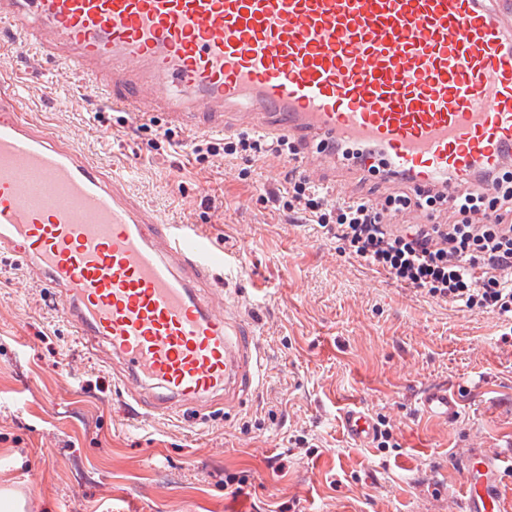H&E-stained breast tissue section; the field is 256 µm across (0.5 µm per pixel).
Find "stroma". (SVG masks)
Masks as SVG:
<instances>
[{
	"instance_id": "1",
	"label": "stroma",
	"mask_w": 512,
	"mask_h": 512,
	"mask_svg": "<svg viewBox=\"0 0 512 512\" xmlns=\"http://www.w3.org/2000/svg\"><path fill=\"white\" fill-rule=\"evenodd\" d=\"M0 86L146 207L224 249L230 314L253 325L262 364L234 407L130 418L118 369L1 255L0 491L18 512H465V458L512 453L511 318L393 284L271 212L261 185L281 165L196 160L181 128L112 111L35 49L12 57ZM438 384L459 402L454 419L419 411ZM353 405L389 423L394 447L345 437Z\"/></svg>"
}]
</instances>
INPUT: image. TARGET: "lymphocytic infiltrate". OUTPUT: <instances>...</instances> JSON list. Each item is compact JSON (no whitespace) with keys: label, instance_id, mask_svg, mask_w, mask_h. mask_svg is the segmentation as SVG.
<instances>
[{"label":"lymphocytic infiltrate","instance_id":"lymphocytic-infiltrate-1","mask_svg":"<svg viewBox=\"0 0 512 512\" xmlns=\"http://www.w3.org/2000/svg\"><path fill=\"white\" fill-rule=\"evenodd\" d=\"M197 158L224 156L289 164L267 178L264 198L288 223L310 224L342 241L349 257L388 275L417 295L471 313L512 314V165L478 169L471 189L447 194L403 191L405 177L384 176L393 191L378 198L332 197L326 187L292 168L298 149L283 136L242 133L190 142ZM421 211L428 224L411 222Z\"/></svg>","mask_w":512,"mask_h":512}]
</instances>
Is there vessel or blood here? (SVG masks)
Listing matches in <instances>:
<instances>
[{
  "instance_id": "obj_1",
  "label": "vessel or blood",
  "mask_w": 512,
  "mask_h": 512,
  "mask_svg": "<svg viewBox=\"0 0 512 512\" xmlns=\"http://www.w3.org/2000/svg\"><path fill=\"white\" fill-rule=\"evenodd\" d=\"M0 24L105 92L196 134L234 124L300 141L307 171L329 145L379 147L416 189L493 168L512 151V0H0ZM0 254L62 301L73 331L107 346L145 410L175 415L250 391L251 326L215 311L224 250L192 224L158 218L67 132L24 116L0 88ZM451 419L447 386L424 391ZM374 441L366 410L341 417ZM467 512H499L498 458L472 454Z\"/></svg>"
}]
</instances>
